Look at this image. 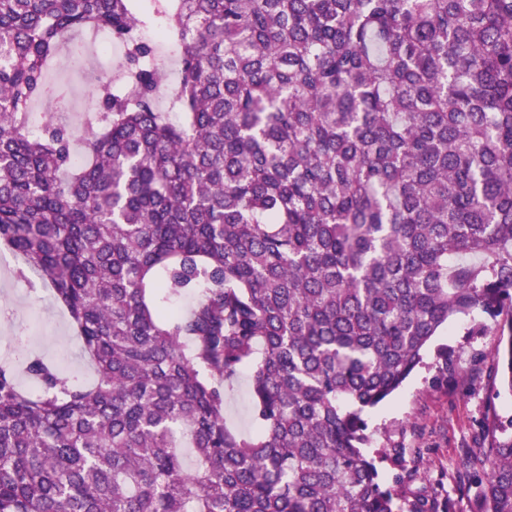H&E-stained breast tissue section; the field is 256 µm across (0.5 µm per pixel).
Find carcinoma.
<instances>
[{"mask_svg": "<svg viewBox=\"0 0 512 512\" xmlns=\"http://www.w3.org/2000/svg\"><path fill=\"white\" fill-rule=\"evenodd\" d=\"M86 29L126 65L76 161L48 70ZM0 246L96 375L0 363V512H430L362 413L456 317L508 336L512 389V0H0ZM242 373L255 436L224 421ZM485 435L472 483L512 512V416Z\"/></svg>", "mask_w": 512, "mask_h": 512, "instance_id": "carcinoma-1", "label": "carcinoma"}]
</instances>
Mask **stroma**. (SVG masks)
Masks as SVG:
<instances>
[{
    "mask_svg": "<svg viewBox=\"0 0 512 512\" xmlns=\"http://www.w3.org/2000/svg\"><path fill=\"white\" fill-rule=\"evenodd\" d=\"M20 266L0 248V361L21 346L68 377L93 382V367L49 283L33 272L18 277ZM497 343V336L478 334L475 322L453 319L403 386L365 412L373 448L404 451L400 464L378 462L385 486L410 500L435 490L449 500L451 512H469V471L461 461L476 460L488 448L482 427L492 415H512V391L493 357ZM225 419L232 431L255 433L247 375L227 384Z\"/></svg>",
    "mask_w": 512,
    "mask_h": 512,
    "instance_id": "35a3bbf8",
    "label": "stroma"
}]
</instances>
